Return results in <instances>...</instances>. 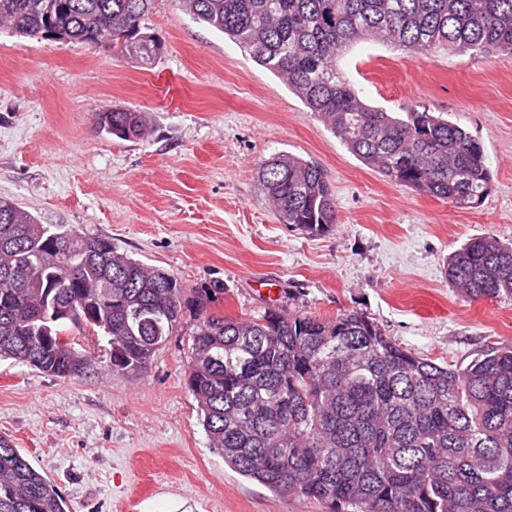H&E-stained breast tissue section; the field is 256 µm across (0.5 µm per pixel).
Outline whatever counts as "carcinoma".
<instances>
[{
    "mask_svg": "<svg viewBox=\"0 0 512 512\" xmlns=\"http://www.w3.org/2000/svg\"><path fill=\"white\" fill-rule=\"evenodd\" d=\"M154 0H0V28L87 44L111 40L152 65L161 41L142 33ZM282 79L347 149L389 181L457 206L491 189L481 144L425 107L365 103L336 60L370 40L421 56L512 57V0H178ZM101 131L146 134L141 112L97 114ZM283 224L323 233L338 223L325 170L291 154L259 169ZM70 243L73 271L52 264ZM446 275L468 302L512 301V247L475 237ZM187 288L106 237L41 224L0 201V360L63 380L143 375L178 331ZM106 340L93 352L72 334ZM187 385L209 445L241 476L330 512H512V347L465 366L402 347L358 311L334 318L268 309L252 318L202 311ZM0 512H70L56 484L0 435Z\"/></svg>",
    "mask_w": 512,
    "mask_h": 512,
    "instance_id": "obj_1",
    "label": "carcinoma"
}]
</instances>
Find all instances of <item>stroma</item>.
Instances as JSON below:
<instances>
[{
    "instance_id": "obj_1",
    "label": "stroma",
    "mask_w": 512,
    "mask_h": 512,
    "mask_svg": "<svg viewBox=\"0 0 512 512\" xmlns=\"http://www.w3.org/2000/svg\"><path fill=\"white\" fill-rule=\"evenodd\" d=\"M144 31L163 43L150 67L106 43L0 31V200L111 238L187 287L223 285L212 309L227 317L355 310L439 364L512 345V302L466 303L445 276L470 238L512 243V58H425L361 41L337 59L368 104L423 105L479 141L491 191L462 209L364 165L278 77L175 0H155ZM111 108L145 113L147 135L102 133L96 115ZM279 153L327 172L339 214L329 232L278 220L258 169ZM197 324L188 306L141 377L67 381L0 361V434L71 512H327L274 495L211 450L185 385Z\"/></svg>"
}]
</instances>
